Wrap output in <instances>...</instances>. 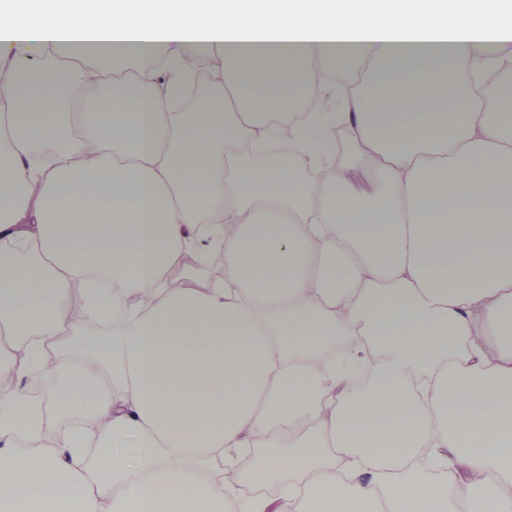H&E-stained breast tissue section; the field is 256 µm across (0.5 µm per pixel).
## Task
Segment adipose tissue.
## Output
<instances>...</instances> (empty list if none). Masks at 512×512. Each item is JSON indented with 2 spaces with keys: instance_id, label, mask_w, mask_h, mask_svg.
I'll use <instances>...</instances> for the list:
<instances>
[{
  "instance_id": "adipose-tissue-1",
  "label": "adipose tissue",
  "mask_w": 512,
  "mask_h": 512,
  "mask_svg": "<svg viewBox=\"0 0 512 512\" xmlns=\"http://www.w3.org/2000/svg\"><path fill=\"white\" fill-rule=\"evenodd\" d=\"M511 41L503 0H0V373L59 375L0 389V512H512V98L448 77ZM164 55L218 94L170 111ZM366 61L368 177L245 162ZM229 222L223 279L170 287ZM245 448L279 497L225 485Z\"/></svg>"
}]
</instances>
